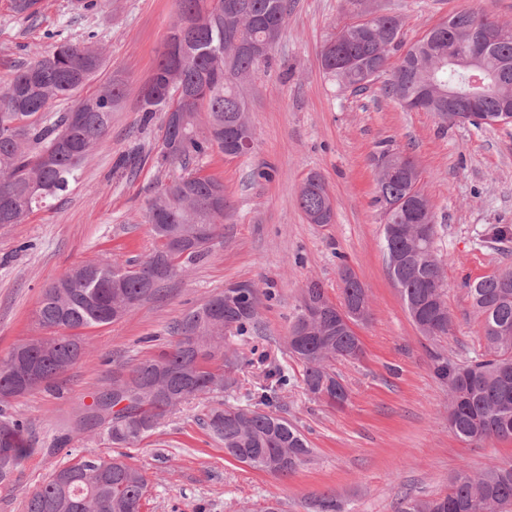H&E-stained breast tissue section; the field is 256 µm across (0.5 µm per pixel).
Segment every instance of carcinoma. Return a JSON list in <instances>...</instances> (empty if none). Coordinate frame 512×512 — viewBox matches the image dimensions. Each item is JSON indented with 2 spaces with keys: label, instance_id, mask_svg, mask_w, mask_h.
<instances>
[{
  "label": "carcinoma",
  "instance_id": "obj_1",
  "mask_svg": "<svg viewBox=\"0 0 512 512\" xmlns=\"http://www.w3.org/2000/svg\"><path fill=\"white\" fill-rule=\"evenodd\" d=\"M207 0H178V13L167 42H178L177 57L160 54L150 79L159 91L153 98L142 93L141 121L150 123L156 113L168 119L172 106L186 113V133L171 151H160L163 164L178 165L181 174L161 186L149 201L146 215L159 212L163 224L150 225L155 241L151 254L141 261L120 264L100 259L72 269L46 287L35 318L49 337L26 343V358L41 374L39 385L51 386L83 354L82 330L108 325L125 316L184 269L203 259L219 237L224 211L207 206L211 191H224V183L191 167L211 152H224V138L214 133L224 125L243 121L253 130L247 114L244 83L270 56L256 58L249 45L274 43L287 15L286 0H239L243 8L228 15L206 8ZM195 18L189 31L180 22ZM479 12L461 11L430 32L428 46L407 72L390 62L400 42L399 18L372 16L379 32L367 39L352 24L323 46L325 73L343 89L360 90L388 74L382 90L399 103L428 89L430 105L425 112L441 114L435 88L456 84L464 94L475 91L468 74L448 66V47H462ZM104 66L103 51L95 35L80 42H58L53 50L16 71L0 90V225L19 224L34 211L50 206L77 182L89 152L105 139L112 111L120 105L124 89L112 82L97 94L80 91ZM71 101L65 112L54 111L60 101ZM206 130H201V115ZM183 182L192 196L172 189ZM376 201L397 232L384 234V251L405 254L404 211L393 204L406 198L410 183L404 178L377 180ZM320 174L309 173L299 192L306 215L317 223L330 224L334 213L326 207ZM188 244L174 251L171 235ZM401 299L420 332L429 337L448 335L452 319L439 322L433 309L447 306L442 262L433 254L412 259L401 267L388 266ZM350 269L341 272V301L335 303L325 288L310 281L301 289L300 305L286 336L290 356L302 365L306 391L331 405L342 406L348 391L332 371L338 359H356L362 353L357 332L336 320V308L359 310L363 291L354 287ZM472 307L481 317L484 352L463 364L451 359L437 362L435 372L448 387V426L465 442L512 440V269L465 283ZM321 303L319 316L307 321L306 301ZM262 293L245 288L239 295L221 292L189 310L173 327L175 339L152 358L145 359L124 377L112 380V388L97 396L78 417L83 428L105 426L112 444L131 447L155 430L168 415L186 402L208 399L234 383L232 373L240 358L227 339L243 336L259 325ZM16 365L12 356L0 360V392L13 384ZM0 423L14 437L13 466L31 457L25 422L0 409ZM204 425L224 444V451L253 469L288 476L312 454L300 429L271 410L253 407L206 406ZM147 481L141 470L118 458L90 454L55 470L28 499L26 512H141ZM313 512H343L333 493L311 501ZM400 512H512V460L493 463L482 470H459L447 494L433 499L406 498Z\"/></svg>",
  "mask_w": 512,
  "mask_h": 512
}]
</instances>
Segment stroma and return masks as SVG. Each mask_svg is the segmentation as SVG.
Returning a JSON list of instances; mask_svg holds the SVG:
<instances>
[{
	"label": "stroma",
	"instance_id": "1",
	"mask_svg": "<svg viewBox=\"0 0 512 512\" xmlns=\"http://www.w3.org/2000/svg\"><path fill=\"white\" fill-rule=\"evenodd\" d=\"M465 10L512 22V0H288L269 66L244 87L252 152L234 159L215 152L196 162L224 184L222 237L163 297L85 329L83 356L51 388L12 401L10 413L27 421L38 452L0 488V512H26L31 494L58 467L87 454H121L142 470V512H260L273 496L284 512H311V499L325 492L335 493L347 512H399L403 498L446 494L460 469L512 459V440L469 443L454 435L448 389L435 373L437 356L465 362L483 351L466 283L512 267V240L495 242L489 234L492 226H512V126L451 127L434 113L385 98L377 81L362 91L340 89L320 60L325 41L354 14L397 16L407 47ZM176 14L177 0H108L93 14L77 9L75 0H40L37 14L26 18L0 0V89L21 64L51 51L46 34L59 30L72 38L96 32L104 51L105 64L84 94L113 79L125 92L78 182L50 207L0 227V358L41 336L34 312L48 284L106 256L123 263L150 253L145 210L168 172L157 163L163 122L141 124V92ZM386 150L416 161L436 214L435 252L452 318L445 338L420 333L388 274L384 220L374 201ZM312 171L322 174L335 201L333 223H309L299 206ZM344 267L366 288L370 318L357 329L362 355L334 366L349 391L348 403L336 409L306 393L285 338L301 289L314 280L340 301ZM236 282L256 284L267 297L258 332L234 340L249 364L238 386L217 399L256 404L266 371L283 375L287 384L272 409L296 424L313 450L293 474L277 477L227 456L202 426L204 407L195 401L123 452L104 427L74 429L76 416L113 378L170 344L183 314Z\"/></svg>",
	"mask_w": 512,
	"mask_h": 512
}]
</instances>
